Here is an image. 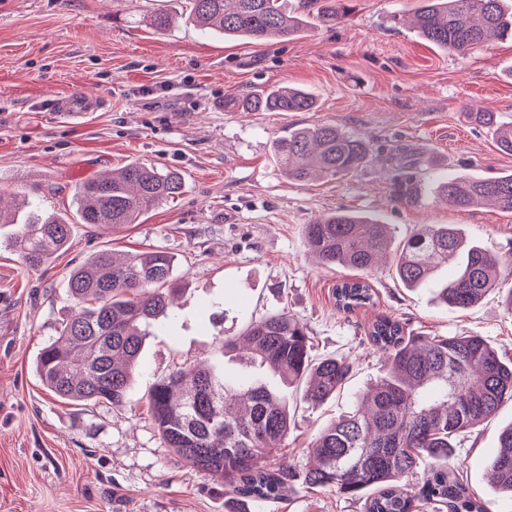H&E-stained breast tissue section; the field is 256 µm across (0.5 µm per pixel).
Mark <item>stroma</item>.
I'll list each match as a JSON object with an SVG mask.
<instances>
[{
	"label": "stroma",
	"instance_id": "obj_1",
	"mask_svg": "<svg viewBox=\"0 0 512 512\" xmlns=\"http://www.w3.org/2000/svg\"><path fill=\"white\" fill-rule=\"evenodd\" d=\"M333 29L306 25L284 41L259 44L206 33L185 22L184 0H0V197L73 215L77 186L132 161L176 170L184 188L119 229L71 227L68 247L33 270L12 246L17 227L0 224V512H229L230 494L165 448L146 395L179 363L209 360L226 374L247 367L224 352L234 335L285 309L313 338L314 355L353 366L344 389L320 405L289 389L293 416L281 456L305 461L318 432L350 411L354 396L381 377L385 362L366 339L376 316L422 336H480L512 358V264L499 287L467 309L438 303L434 288H405L388 252L369 273L373 305L336 307L349 270L318 264L305 226L337 210L392 225L396 240L424 224H452L471 244L512 254V214L490 205L464 210L440 201L446 176L512 173L494 130L466 113L512 122V38H494L464 56L442 50L407 22L417 0H354ZM173 17L155 31L154 11ZM171 93L147 105L141 88ZM290 85L313 95L311 112H228L226 97ZM54 91L101 96V109L76 124L52 110ZM333 124L365 139L373 160L336 179L289 180L274 156L277 139L304 126ZM160 250L174 259L183 288L168 332L150 337L132 381L131 402L74 404L41 382L35 361L75 308L71 271L99 252ZM512 424V402L460 437L448 461L487 512H512L492 484L488 460ZM332 488L300 489L249 512H363Z\"/></svg>",
	"mask_w": 512,
	"mask_h": 512
}]
</instances>
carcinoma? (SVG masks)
Instances as JSON below:
<instances>
[{
  "mask_svg": "<svg viewBox=\"0 0 512 512\" xmlns=\"http://www.w3.org/2000/svg\"><path fill=\"white\" fill-rule=\"evenodd\" d=\"M351 0H300L290 13L286 0H187L188 19L202 30L245 36L255 42L286 39L304 19L335 28L351 11ZM413 23L428 42L458 55L481 47L489 34L512 35L505 0H418ZM315 100L300 89L277 87L224 98L232 112H308ZM470 122L491 127L498 148L512 154V125L492 112H467ZM275 156L288 179H334L362 169L370 145L334 124L298 128L275 142ZM179 172L131 162L118 171L81 183L75 192L81 224H135L149 208L182 192ZM439 197L465 209L489 201L512 214V174L450 176ZM308 249L326 265L367 273L384 256L393 228L338 211L306 225ZM70 220L37 208L19 225L13 246L23 264L40 268L64 250ZM453 264L447 282L438 274ZM500 260L466 243L449 224H425L403 240L396 276L408 288L434 286L445 305L465 309L496 287ZM164 251L133 253L117 263L102 250L70 273L67 288L77 305L57 337L37 357L42 383L58 398L75 403H128L131 381L146 337L164 332L174 317L172 296L182 283ZM336 305L351 312L374 302L372 286L360 278L339 283ZM367 339L387 362V372L356 396L353 410L325 427L312 442L314 465L281 464L279 454L292 417L287 389L320 404L340 392L352 365L340 357L316 358L307 328L287 311L251 322L238 336L221 335L224 352L245 350L253 372L230 380L224 368L181 363L157 379L147 412L165 445L192 467L224 484L246 504L279 500L296 485L330 487L364 500L365 512H413L409 477L423 469L419 489L434 512H486L463 480L448 470L459 436L473 431L512 401V360L481 336H413L404 324L379 316ZM493 484L512 499V424L499 435L491 460Z\"/></svg>",
  "mask_w": 512,
  "mask_h": 512,
  "instance_id": "cac0c4a2",
  "label": "carcinoma"
}]
</instances>
